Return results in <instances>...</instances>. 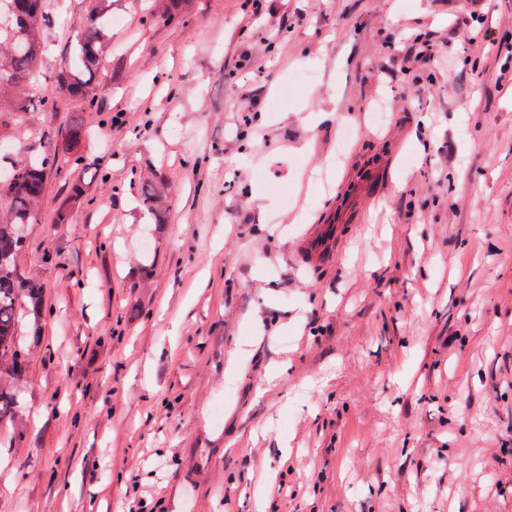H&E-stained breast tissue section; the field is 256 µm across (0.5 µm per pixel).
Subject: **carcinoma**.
Wrapping results in <instances>:
<instances>
[{"instance_id": "obj_1", "label": "carcinoma", "mask_w": 512, "mask_h": 512, "mask_svg": "<svg viewBox=\"0 0 512 512\" xmlns=\"http://www.w3.org/2000/svg\"><path fill=\"white\" fill-rule=\"evenodd\" d=\"M90 26L72 44V58L56 77L57 86L83 102L94 100L93 76L105 48V28L112 23V0H88ZM50 18L44 0H0V113L25 110L32 97L54 109L46 93H33L37 62ZM16 40L23 50L10 57L8 44ZM86 134L83 121H71L64 135L47 137L41 152L27 161L0 164V200H9V220L0 224V424L20 412V386L32 355L41 349L40 321L43 288L19 266L17 258L27 238L28 225L36 220L34 201L45 189L47 166L83 162L80 144ZM26 306L32 314L31 334L19 332L17 310Z\"/></svg>"}]
</instances>
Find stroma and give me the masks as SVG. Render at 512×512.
<instances>
[{"label":"stroma","instance_id":"35a3bbf8","mask_svg":"<svg viewBox=\"0 0 512 512\" xmlns=\"http://www.w3.org/2000/svg\"><path fill=\"white\" fill-rule=\"evenodd\" d=\"M45 2L56 109L0 144L81 117L86 201L57 223L52 172L19 256L47 351L0 512L133 478L154 512H512V0H115L90 112L55 89L86 4ZM341 224H318L305 236L306 254L310 261H324L330 255L334 243L340 241Z\"/></svg>","mask_w":512,"mask_h":512}]
</instances>
